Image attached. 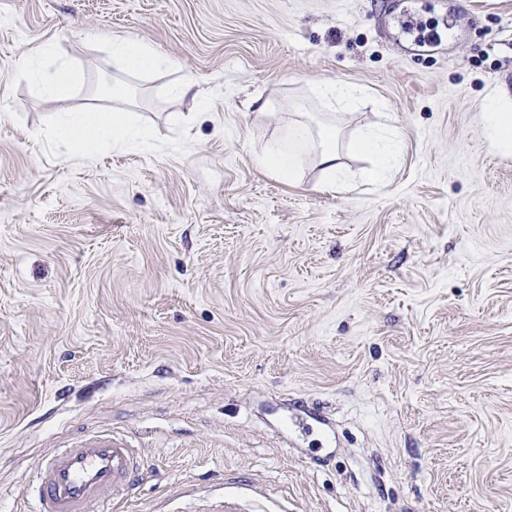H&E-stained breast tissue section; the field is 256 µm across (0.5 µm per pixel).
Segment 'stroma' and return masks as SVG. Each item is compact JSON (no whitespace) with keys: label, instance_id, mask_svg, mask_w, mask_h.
<instances>
[{"label":"stroma","instance_id":"1","mask_svg":"<svg viewBox=\"0 0 512 512\" xmlns=\"http://www.w3.org/2000/svg\"><path fill=\"white\" fill-rule=\"evenodd\" d=\"M121 40L171 67L127 68ZM34 54L69 64L65 95ZM187 76L206 101L173 94ZM322 82L364 94L332 109ZM493 95L512 110V0H0V512L103 429L145 459L112 512L252 483L277 512H512ZM113 109L148 140L74 156L54 133ZM297 121L290 182L261 159ZM376 127L403 147L383 183L354 147ZM27 73L35 81L39 90L50 97L62 96L69 87V71L59 67L54 71L41 67L38 58H28L25 62ZM340 161V155L335 149H326L320 154V165L329 176L327 189L336 191V188L345 186V174L343 164Z\"/></svg>","mask_w":512,"mask_h":512}]
</instances>
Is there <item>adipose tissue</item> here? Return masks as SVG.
<instances>
[{"label": "adipose tissue", "instance_id": "1", "mask_svg": "<svg viewBox=\"0 0 512 512\" xmlns=\"http://www.w3.org/2000/svg\"><path fill=\"white\" fill-rule=\"evenodd\" d=\"M57 137L76 155L93 153L101 141L132 137L133 131L124 113H94L62 115ZM361 150L373 160L370 177L378 182L386 180L400 155V142L384 130L365 131L360 140Z\"/></svg>", "mask_w": 512, "mask_h": 512}]
</instances>
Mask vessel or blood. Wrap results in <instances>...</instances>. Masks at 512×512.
<instances>
[{
    "mask_svg": "<svg viewBox=\"0 0 512 512\" xmlns=\"http://www.w3.org/2000/svg\"><path fill=\"white\" fill-rule=\"evenodd\" d=\"M144 466L129 436L84 435L49 455L33 489L35 512H90L132 491Z\"/></svg>",
    "mask_w": 512,
    "mask_h": 512,
    "instance_id": "b4317fda",
    "label": "vessel or blood"
}]
</instances>
